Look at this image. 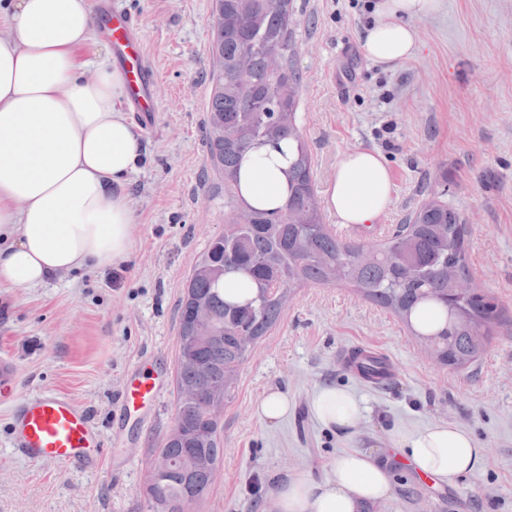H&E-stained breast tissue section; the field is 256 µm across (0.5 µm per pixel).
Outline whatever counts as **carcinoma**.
<instances>
[{"mask_svg":"<svg viewBox=\"0 0 512 512\" xmlns=\"http://www.w3.org/2000/svg\"><path fill=\"white\" fill-rule=\"evenodd\" d=\"M219 10L226 20L240 17L243 30L240 36L226 30L224 40L216 39L212 45L224 67L217 70L209 97L207 138L211 168L224 175L227 219L224 235L211 241L187 279L180 304L177 384L205 390L222 381L224 396H229L238 367L251 346L278 321L288 292L307 284L352 287L396 313L414 332L412 317L431 304L443 310L445 318L432 332L440 341V362L456 369L475 363L485 352L490 325L500 317V309L489 299H468L448 288V266L466 270L459 213L428 201L378 246L380 262L368 264L356 258L365 245L338 240L322 222L311 155L300 131L262 112L268 93L278 89L283 111L293 114L297 109L301 77L293 63L291 0H281L278 6L270 0H214V11ZM275 48L285 53V76L279 81L267 69V54ZM241 59L248 67L245 78L237 71ZM222 124L239 127L241 141L217 140L216 130ZM285 140V202L273 209L259 207L241 192V164L254 152L277 148ZM290 208L306 211L308 224L287 223ZM241 209L249 214L250 223L237 222ZM228 280L249 289V295L224 294ZM200 298L211 310L209 337L190 342L189 311ZM177 408L183 437L172 456L182 466L163 475L146 494L169 500L173 512H187L186 487L196 489L199 501L208 494L206 465L221 461L224 448L218 429L205 430L201 401L180 400Z\"/></svg>","mask_w":512,"mask_h":512,"instance_id":"obj_1","label":"carcinoma"}]
</instances>
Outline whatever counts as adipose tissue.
<instances>
[{"mask_svg":"<svg viewBox=\"0 0 512 512\" xmlns=\"http://www.w3.org/2000/svg\"><path fill=\"white\" fill-rule=\"evenodd\" d=\"M442 0H375L362 36L366 56L393 64L413 56L411 19L441 11ZM92 40L89 0H0V287L35 288L90 267L129 260L135 245V203L125 180L144 150L127 108L125 76L109 56L85 58ZM92 77H85L86 69ZM241 187L275 207L283 184L274 160L243 163ZM340 224H370L392 203L390 172L370 149L343 154L323 191ZM310 408L339 432L357 427L356 395L318 387ZM442 484L480 470L473 436L436 423L403 437L396 455L347 448L330 475L289 476L274 494L280 512H360L389 497L396 464Z\"/></svg>","mask_w":512,"mask_h":512,"instance_id":"obj_1","label":"adipose tissue"}]
</instances>
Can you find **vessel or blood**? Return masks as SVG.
Masks as SVG:
<instances>
[{
	"label": "vessel or blood",
	"instance_id": "obj_1",
	"mask_svg": "<svg viewBox=\"0 0 512 512\" xmlns=\"http://www.w3.org/2000/svg\"><path fill=\"white\" fill-rule=\"evenodd\" d=\"M96 18L100 30L112 42L142 125L151 126L152 115L158 110L151 91L157 76L143 52L137 20L127 14L120 0H97ZM344 362L374 388L381 387L394 371L384 353L368 347H352ZM160 392L156 377L131 378L124 389L123 405L134 406ZM11 444L32 461L74 465L89 462L91 449L100 447L101 439L84 412L69 399L44 392L27 396L15 413Z\"/></svg>",
	"mask_w": 512,
	"mask_h": 512
}]
</instances>
